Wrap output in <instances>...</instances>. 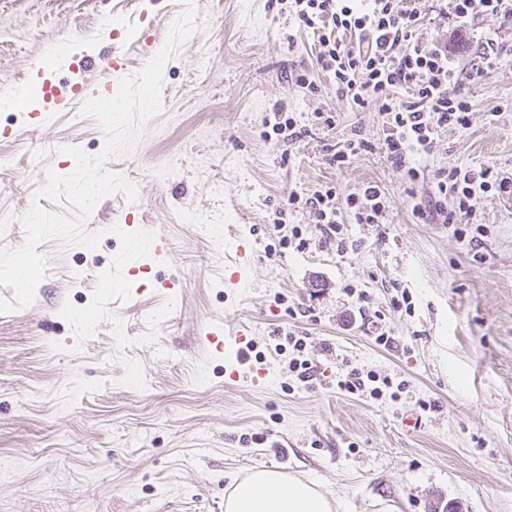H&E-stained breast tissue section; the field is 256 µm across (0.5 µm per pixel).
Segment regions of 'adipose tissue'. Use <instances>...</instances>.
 Listing matches in <instances>:
<instances>
[{
    "label": "adipose tissue",
    "instance_id": "adipose-tissue-1",
    "mask_svg": "<svg viewBox=\"0 0 512 512\" xmlns=\"http://www.w3.org/2000/svg\"><path fill=\"white\" fill-rule=\"evenodd\" d=\"M334 502L312 483L277 469L251 472L238 480L224 512H333Z\"/></svg>",
    "mask_w": 512,
    "mask_h": 512
}]
</instances>
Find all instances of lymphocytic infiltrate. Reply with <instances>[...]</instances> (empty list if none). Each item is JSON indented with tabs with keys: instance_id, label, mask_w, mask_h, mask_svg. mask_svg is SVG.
I'll return each instance as SVG.
<instances>
[{
	"instance_id": "lymphocytic-infiltrate-1",
	"label": "lymphocytic infiltrate",
	"mask_w": 512,
	"mask_h": 512,
	"mask_svg": "<svg viewBox=\"0 0 512 512\" xmlns=\"http://www.w3.org/2000/svg\"><path fill=\"white\" fill-rule=\"evenodd\" d=\"M299 26L318 38L316 61L329 74L336 91L351 106L375 103L382 116L383 147L391 162L409 181L420 178L413 156L430 154L437 130H462L470 125V102L461 94L465 79L482 73L498 59L494 38L478 45L470 67L453 65L448 46L424 42L416 9L403 0H293ZM448 13L462 20L476 14L490 22L512 21V0H448ZM433 189L414 201L412 212L423 221L452 224L461 236L472 233L476 205L484 194L507 191L512 181L489 168L437 169ZM290 208L308 209L320 226L324 241L344 251L338 237L345 214L356 223L375 224L387 207L378 184L366 183L338 198L335 187L323 186L312 194L289 197ZM336 386L352 395L381 399L393 386L389 377L359 368L338 373Z\"/></svg>"
}]
</instances>
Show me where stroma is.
Wrapping results in <instances>:
<instances>
[{
	"mask_svg": "<svg viewBox=\"0 0 512 512\" xmlns=\"http://www.w3.org/2000/svg\"><path fill=\"white\" fill-rule=\"evenodd\" d=\"M195 3L198 29L163 68L160 112L105 163L137 185L136 223L166 227L168 257L131 276L136 292L111 302L78 345L58 311L90 303L119 248L107 229L127 200L115 193L85 223L102 232L98 248L43 242L34 302L0 313V512H224L235 479L255 468L313 483L337 512H512V195L479 203L477 253L454 225L423 223L408 200L429 182L408 183L387 157L377 105L352 108L319 71L317 38L287 0ZM183 9L182 0H0V249L24 245L20 218L46 170L72 173L63 147L95 155L105 144L81 109L48 112L43 83L69 91L85 56L124 55L123 69L105 74L112 82L137 74ZM446 11L445 0H427L420 30L466 65L488 25ZM496 39V64L461 89L471 125L438 131L430 155L415 159L425 174L489 167L512 177V26ZM301 74L313 88L297 85ZM280 104L303 130L288 144L263 135ZM355 132L370 151L329 167L324 146ZM367 182L385 192L386 214L345 223L342 253L320 243L308 210L287 208L294 193L330 184L343 196ZM292 225L309 249L280 247ZM241 237L253 243L252 277L228 288ZM160 279L179 280L178 295ZM350 286L366 292L398 348L374 344L370 319L346 324ZM403 293L407 311L392 305ZM216 320L247 329L251 362L269 370L264 387L225 382L224 359L204 339ZM276 329L307 333L321 374L313 387L275 352ZM347 365L406 387L380 400L340 391L324 372ZM422 400L435 409L422 411ZM408 416L418 420L411 431Z\"/></svg>",
	"mask_w": 512,
	"mask_h": 512,
	"instance_id": "stroma-1",
	"label": "stroma"
}]
</instances>
